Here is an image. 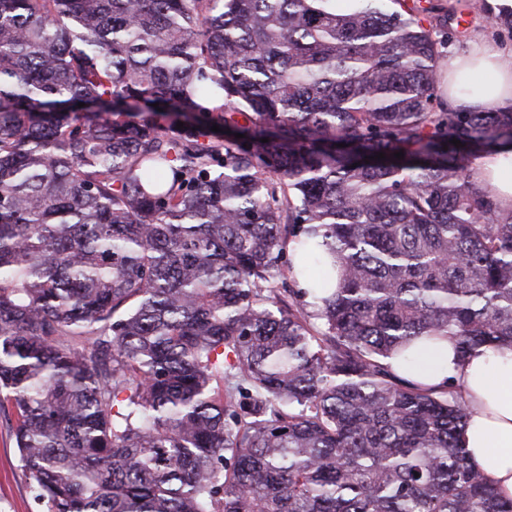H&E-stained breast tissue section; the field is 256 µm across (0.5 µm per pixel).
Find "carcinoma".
<instances>
[{"instance_id":"carcinoma-1","label":"carcinoma","mask_w":512,"mask_h":512,"mask_svg":"<svg viewBox=\"0 0 512 512\" xmlns=\"http://www.w3.org/2000/svg\"><path fill=\"white\" fill-rule=\"evenodd\" d=\"M447 23L0 0V413L46 512H512L469 407L388 363L512 346V205L468 169L512 112L438 101Z\"/></svg>"}]
</instances>
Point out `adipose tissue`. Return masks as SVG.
Segmentation results:
<instances>
[{
	"label": "adipose tissue",
	"instance_id": "ef3b65f1",
	"mask_svg": "<svg viewBox=\"0 0 512 512\" xmlns=\"http://www.w3.org/2000/svg\"><path fill=\"white\" fill-rule=\"evenodd\" d=\"M448 100L460 111L512 108V50L476 41L448 55L442 65ZM477 181L500 203L512 204V152L482 155L471 163ZM392 369L425 387H453L471 410L464 429L468 461L505 499H512V347L480 346L459 356L453 345L415 349L410 362Z\"/></svg>",
	"mask_w": 512,
	"mask_h": 512
}]
</instances>
